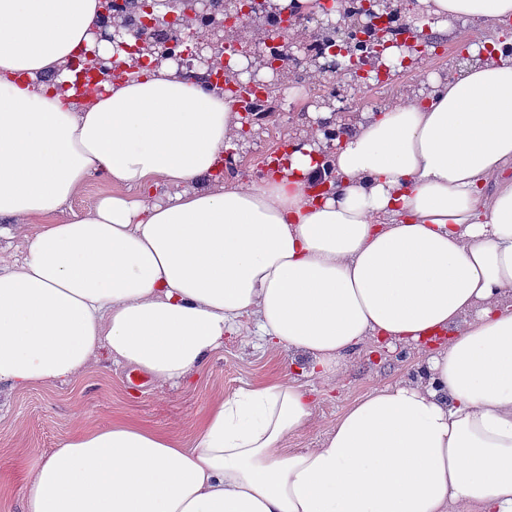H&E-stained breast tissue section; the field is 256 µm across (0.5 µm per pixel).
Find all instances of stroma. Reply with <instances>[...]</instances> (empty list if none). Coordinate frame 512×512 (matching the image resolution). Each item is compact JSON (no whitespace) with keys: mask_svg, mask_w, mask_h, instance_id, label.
<instances>
[{"mask_svg":"<svg viewBox=\"0 0 512 512\" xmlns=\"http://www.w3.org/2000/svg\"><path fill=\"white\" fill-rule=\"evenodd\" d=\"M438 54L419 58L388 81L369 80L364 91L349 93L345 75L329 72L310 84L315 50L302 38L293 52L299 64L275 74L277 92L261 125L243 134L236 149L237 163L261 169L267 153L297 131L309 107H327L354 114L372 112L398 100L408 86L428 73L448 75L463 59L462 47L439 34ZM424 356L414 347L371 356H355L351 370L337 379L330 399L317 404L313 421L288 441L289 447L309 448L350 402L374 387L410 376ZM280 357L249 343L245 335H225L224 346L195 376L177 385L154 387L145 378L118 364L86 375L77 386L36 388L0 396V512H19L23 482L44 456L83 424L104 425L118 418L134 419L170 432L181 442L191 441L213 397L269 379Z\"/></svg>","mask_w":512,"mask_h":512,"instance_id":"35a3bbf8","label":"stroma"}]
</instances>
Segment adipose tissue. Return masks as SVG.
Here are the masks:
<instances>
[{
	"label": "adipose tissue",
	"instance_id": "adipose-tissue-1",
	"mask_svg": "<svg viewBox=\"0 0 512 512\" xmlns=\"http://www.w3.org/2000/svg\"><path fill=\"white\" fill-rule=\"evenodd\" d=\"M512 0H416L390 20L467 55L404 101L308 113L279 169L224 176L234 98L150 50L95 42L101 0H0V388L77 383L103 361L157 386L228 333L291 354L208 404L191 443L132 420L80 429L31 471L22 512H512V40L470 24ZM127 78L89 101L79 52ZM98 174L116 184L81 213ZM428 346L312 448L311 381L353 355Z\"/></svg>",
	"mask_w": 512,
	"mask_h": 512
}]
</instances>
